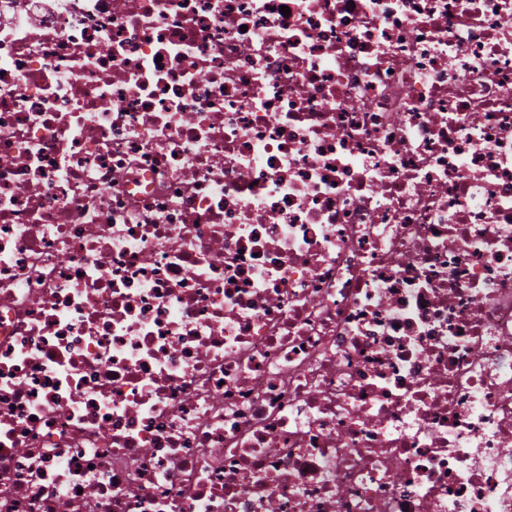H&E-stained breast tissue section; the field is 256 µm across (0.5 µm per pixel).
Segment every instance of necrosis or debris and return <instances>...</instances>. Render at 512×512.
Segmentation results:
<instances>
[{"mask_svg": "<svg viewBox=\"0 0 512 512\" xmlns=\"http://www.w3.org/2000/svg\"><path fill=\"white\" fill-rule=\"evenodd\" d=\"M0 512H512V0H0Z\"/></svg>", "mask_w": 512, "mask_h": 512, "instance_id": "obj_1", "label": "necrosis or debris"}]
</instances>
